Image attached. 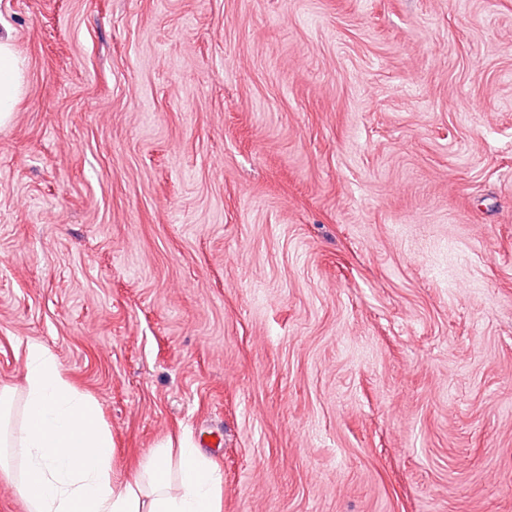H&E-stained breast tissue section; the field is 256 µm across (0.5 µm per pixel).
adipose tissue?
Masks as SVG:
<instances>
[{
    "mask_svg": "<svg viewBox=\"0 0 512 512\" xmlns=\"http://www.w3.org/2000/svg\"><path fill=\"white\" fill-rule=\"evenodd\" d=\"M25 65L0 36V125L24 94ZM22 395L0 390V474L27 512H222L221 478L186 440L152 449L136 474L112 471V436L97 405L63 375L39 340L25 345Z\"/></svg>",
    "mask_w": 512,
    "mask_h": 512,
    "instance_id": "1",
    "label": "adipose tissue"
}]
</instances>
